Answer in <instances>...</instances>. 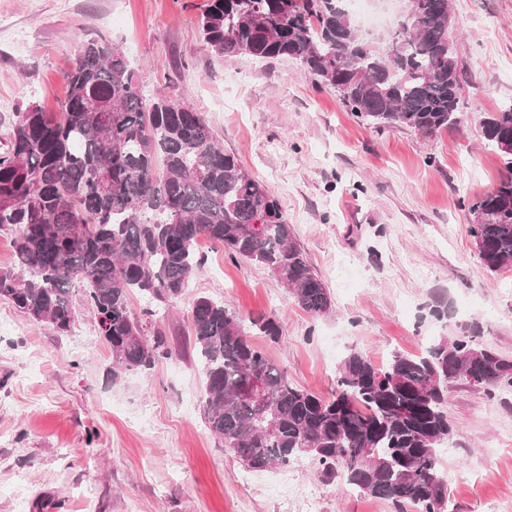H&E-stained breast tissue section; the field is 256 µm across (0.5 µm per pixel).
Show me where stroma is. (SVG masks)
<instances>
[{
	"label": "stroma",
	"mask_w": 512,
	"mask_h": 512,
	"mask_svg": "<svg viewBox=\"0 0 512 512\" xmlns=\"http://www.w3.org/2000/svg\"><path fill=\"white\" fill-rule=\"evenodd\" d=\"M209 0H0V147L9 115L28 103L58 112L64 75L83 43L119 46L146 100L165 94L206 117L224 149L280 202L297 244L324 282L331 310L312 317L266 270L199 242L205 263L148 333L173 353L151 370L112 378L94 312L74 292L72 331L56 335L0 300V512H304L278 489L321 491V512H393L343 483L321 482L310 458L249 471L207 428L202 375L187 336L196 296L242 322H281L266 349L296 385L330 396L349 351L383 362L478 323L512 359V266H483L473 203L504 160L480 137L485 113L512 102V0H451L464 69L457 123L435 135L378 128L350 112L299 64L221 57L198 20ZM453 313L438 320L436 299ZM457 453L441 460L455 512H512V391L497 398L448 386Z\"/></svg>",
	"instance_id": "1"
}]
</instances>
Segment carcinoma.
Returning <instances> with one entry per match:
<instances>
[{
	"label": "carcinoma",
	"mask_w": 512,
	"mask_h": 512,
	"mask_svg": "<svg viewBox=\"0 0 512 512\" xmlns=\"http://www.w3.org/2000/svg\"><path fill=\"white\" fill-rule=\"evenodd\" d=\"M385 49L364 40L347 0H211L199 22L225 57L292 59L377 127L433 135L456 122L461 63L449 34L450 0H408ZM60 117L30 104L15 113L0 151V231L13 236L17 270L0 271V299L67 335L84 298L112 352V381L171 355L130 308L177 302L204 263L206 238L268 271L313 317L328 289L293 238L278 200L219 146L205 116L164 95L146 102L124 52L88 40L65 75ZM506 160L496 191L472 206L470 232L484 266H512V104L480 121ZM279 339L273 316L251 320ZM188 335L205 379L209 431L249 470L310 457L326 483L340 479L395 512H451L439 448L453 434L446 383L477 374L492 397L512 389V360L481 343L471 323L421 355L375 363L351 349L322 398L296 387L224 303L195 299Z\"/></svg>",
	"instance_id": "cac0c4a2"
}]
</instances>
